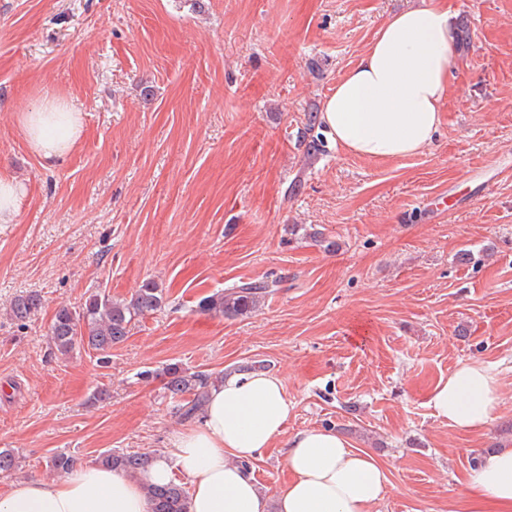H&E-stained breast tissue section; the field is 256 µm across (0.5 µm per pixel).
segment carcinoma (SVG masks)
<instances>
[{
  "label": "carcinoma",
  "mask_w": 512,
  "mask_h": 512,
  "mask_svg": "<svg viewBox=\"0 0 512 512\" xmlns=\"http://www.w3.org/2000/svg\"><path fill=\"white\" fill-rule=\"evenodd\" d=\"M279 287L278 280H255L234 284L202 298L198 307L226 319H237L250 314L265 297ZM165 304L163 289L154 281H147L128 299H114L104 292L88 297L82 311L74 312L62 306L55 312L48 327L51 349L67 355L76 347L85 345L99 353L100 363H105L112 347L124 342L132 323L139 317L160 309ZM36 294L18 297L12 306L16 320L23 321L39 307ZM165 389L171 397L181 401L180 415L185 420L195 419L202 409L213 374L169 364L162 368ZM156 456L152 452H109L101 455L100 463L114 470L143 475L153 466ZM20 457L9 449L0 450V474L18 468ZM49 467L57 473H68L74 466L71 456L54 453L48 459ZM147 494L152 512H187L186 489L171 481L166 485H150Z\"/></svg>",
  "instance_id": "cac0c4a2"
}]
</instances>
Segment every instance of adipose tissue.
<instances>
[{
    "instance_id": "ef3b65f1",
    "label": "adipose tissue",
    "mask_w": 512,
    "mask_h": 512,
    "mask_svg": "<svg viewBox=\"0 0 512 512\" xmlns=\"http://www.w3.org/2000/svg\"><path fill=\"white\" fill-rule=\"evenodd\" d=\"M457 60L455 16L447 0H418L387 15L359 63L321 103L326 133L344 151L403 158L436 141ZM30 149L65 159L84 133L83 115L61 96L22 112ZM433 414L464 431L488 428L500 407L490 364L458 365L431 392ZM292 403L283 381L264 372L231 373L215 383L195 426L173 435L169 456L130 477L97 463L58 480L35 479L0 495V512H150L145 484L184 477L188 512H371L385 492V467L342 435L322 429L287 434ZM282 442L289 480L264 492L244 468ZM464 492L487 512H512V448L483 453Z\"/></svg>"
}]
</instances>
